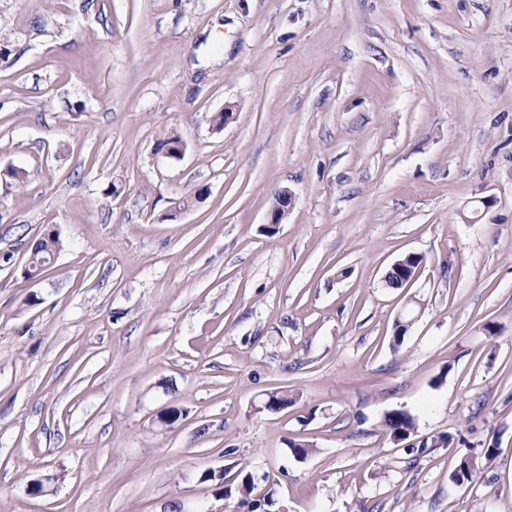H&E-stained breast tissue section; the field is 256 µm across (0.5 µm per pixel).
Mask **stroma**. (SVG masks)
Instances as JSON below:
<instances>
[{"mask_svg": "<svg viewBox=\"0 0 512 512\" xmlns=\"http://www.w3.org/2000/svg\"><path fill=\"white\" fill-rule=\"evenodd\" d=\"M9 167L0 512H512V0H0ZM63 243L60 234L53 229L47 230L33 248L25 270L26 276L34 278L40 276L48 267L52 258L61 251ZM385 430L396 441L407 440L415 432V420L403 410H394L384 419ZM253 490V477L249 475L244 476L242 480L241 498L238 503L239 512H256L257 509H261L265 505L272 506V494L268 493L267 495H263L261 501V499L251 498Z\"/></svg>", "mask_w": 512, "mask_h": 512, "instance_id": "obj_1", "label": "stroma"}]
</instances>
